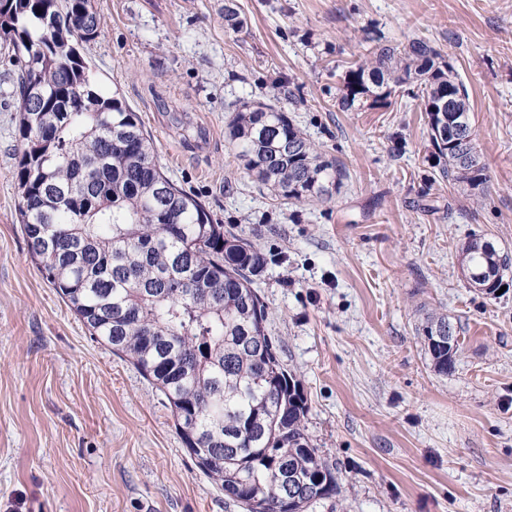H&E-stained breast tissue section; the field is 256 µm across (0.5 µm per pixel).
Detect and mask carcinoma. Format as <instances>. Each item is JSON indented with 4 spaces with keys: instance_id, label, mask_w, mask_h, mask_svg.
<instances>
[{
    "instance_id": "1",
    "label": "carcinoma",
    "mask_w": 512,
    "mask_h": 512,
    "mask_svg": "<svg viewBox=\"0 0 512 512\" xmlns=\"http://www.w3.org/2000/svg\"><path fill=\"white\" fill-rule=\"evenodd\" d=\"M101 34L92 0H0V39L18 67L19 214L37 267L96 340L167 400L189 454L245 512H309L339 493L306 432L307 399L268 335L253 287L273 254L224 229L156 162L150 137L118 93L105 94L76 42ZM417 83L433 167L470 191L487 183L468 90L422 41L377 46L347 71L338 104ZM44 113L46 122L33 124ZM227 140L245 169L283 201L338 190L336 160L274 102L233 110ZM462 266L493 296L512 255L474 238ZM434 368L459 349L444 316L423 328Z\"/></svg>"
}]
</instances>
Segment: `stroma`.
<instances>
[{
	"label": "stroma",
	"instance_id": "stroma-1",
	"mask_svg": "<svg viewBox=\"0 0 512 512\" xmlns=\"http://www.w3.org/2000/svg\"><path fill=\"white\" fill-rule=\"evenodd\" d=\"M93 0L84 49L163 172L275 259L254 286L299 380L338 496L313 512H512V273L491 297L461 247L512 253V0ZM419 39L470 93L482 197L436 177L419 100L341 109L348 67ZM279 101L344 172L333 202L282 204L225 139L243 101ZM14 66L0 43V512H243L196 466L164 396L89 335L31 258L14 177ZM447 316L452 372L419 334Z\"/></svg>",
	"mask_w": 512,
	"mask_h": 512
}]
</instances>
